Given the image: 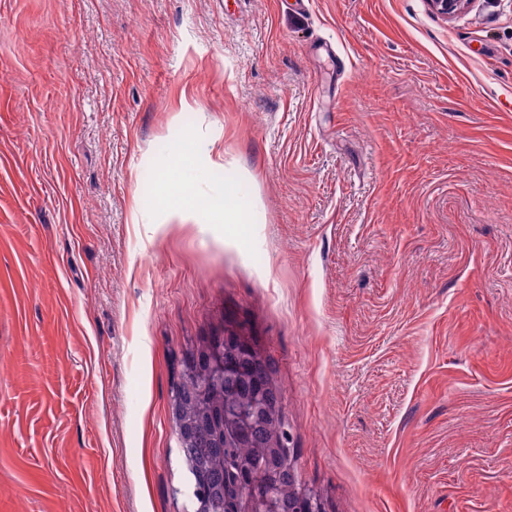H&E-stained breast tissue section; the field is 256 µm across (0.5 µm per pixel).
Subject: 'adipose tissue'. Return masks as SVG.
<instances>
[{
    "mask_svg": "<svg viewBox=\"0 0 512 512\" xmlns=\"http://www.w3.org/2000/svg\"><path fill=\"white\" fill-rule=\"evenodd\" d=\"M175 152L179 158L177 168L181 176L174 182V207L192 215L223 216L228 224H248L258 212L261 203L256 193L234 183L225 184L223 192L205 193L194 191L195 182L204 175L195 165L196 143L193 137L180 141Z\"/></svg>",
    "mask_w": 512,
    "mask_h": 512,
    "instance_id": "1",
    "label": "adipose tissue"
}]
</instances>
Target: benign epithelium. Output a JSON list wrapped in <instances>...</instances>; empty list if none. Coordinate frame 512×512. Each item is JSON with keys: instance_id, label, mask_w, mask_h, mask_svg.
Here are the masks:
<instances>
[{"instance_id": "7a95c632", "label": "benign epithelium", "mask_w": 512, "mask_h": 512, "mask_svg": "<svg viewBox=\"0 0 512 512\" xmlns=\"http://www.w3.org/2000/svg\"><path fill=\"white\" fill-rule=\"evenodd\" d=\"M430 11L445 20L453 19L464 13L472 0H426ZM238 354V348L222 342L205 346L197 356L195 368H206L214 381L224 383L226 379H237L240 374L228 363V358ZM172 417L177 423L178 438L188 443L192 429L183 419L178 405L170 403ZM278 411L267 405L263 392L252 396L250 407L232 413L224 407H208L202 412L203 420L216 428L225 440L234 442L242 439L253 428L255 422L266 416H277ZM267 465L262 490H256V468L253 461L238 459L231 469L233 492L232 503H237L241 496L249 498L248 512H279L276 507L277 478L279 473L293 466V449L289 448V431L286 426L279 427L271 449L266 454ZM296 512H325L323 499L316 492L304 491L299 495Z\"/></svg>"}]
</instances>
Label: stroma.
Returning <instances> with one entry per match:
<instances>
[{
  "label": "stroma",
  "instance_id": "1",
  "mask_svg": "<svg viewBox=\"0 0 512 512\" xmlns=\"http://www.w3.org/2000/svg\"><path fill=\"white\" fill-rule=\"evenodd\" d=\"M231 330L327 512H512V0H0V512H184ZM430 11L443 19H453L464 13L472 0H426ZM196 143L192 136H186L175 146L179 162L177 169L181 177L177 182L167 181L165 174L160 176L162 187H174V209L196 215H222L224 224H254L253 216L261 203L255 191L248 192L236 183L224 185V193L194 192L196 181L204 180L205 175L195 165ZM250 349V373L253 381L258 386L264 388L269 400L278 405L280 415L282 416V396L273 383L269 364L254 347L251 346Z\"/></svg>",
  "mask_w": 512,
  "mask_h": 512
}]
</instances>
